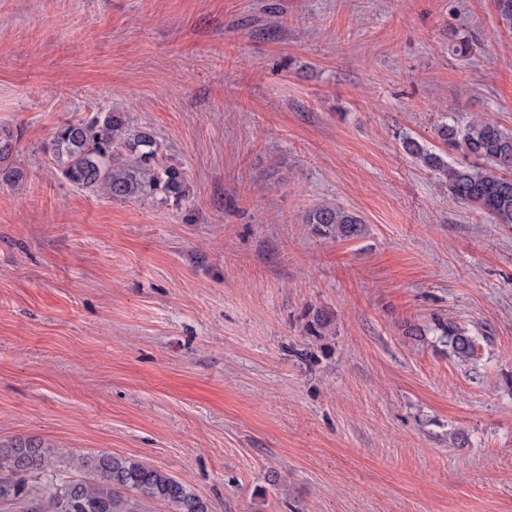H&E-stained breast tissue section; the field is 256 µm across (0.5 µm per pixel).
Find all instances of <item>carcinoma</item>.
I'll list each match as a JSON object with an SVG mask.
<instances>
[{
  "label": "carcinoma",
  "instance_id": "carcinoma-1",
  "mask_svg": "<svg viewBox=\"0 0 512 512\" xmlns=\"http://www.w3.org/2000/svg\"><path fill=\"white\" fill-rule=\"evenodd\" d=\"M437 135L461 154L460 160L450 163L408 134L402 137L403 148L438 176L456 202L476 207L497 224L512 225V129L482 116H453ZM14 149V134L0 129V172L6 179L18 175L1 168ZM50 153L69 182L114 201L160 194L178 203L186 197L185 172L160 158L152 131L135 126L127 114L66 124L55 132ZM305 223L335 239L353 240L364 233L360 216L328 204L311 208ZM302 320L308 335L322 337L331 332L335 315L308 308ZM404 334L417 341L432 334L460 362L475 353V339L452 322L438 320L431 328L407 322ZM53 466L39 439L0 442V512H141L148 502L163 504L167 512H211L209 502L187 485L133 458L79 455L70 463L77 477L59 485L43 480Z\"/></svg>",
  "mask_w": 512,
  "mask_h": 512
}]
</instances>
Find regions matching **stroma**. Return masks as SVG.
Instances as JSON below:
<instances>
[{
  "label": "stroma",
  "mask_w": 512,
  "mask_h": 512,
  "mask_svg": "<svg viewBox=\"0 0 512 512\" xmlns=\"http://www.w3.org/2000/svg\"><path fill=\"white\" fill-rule=\"evenodd\" d=\"M108 112L181 203L61 176L56 128ZM455 113L512 128L496 0H0V440L67 478L141 460L212 512H512V225L398 139L456 158ZM318 204L364 234L318 235ZM438 317L470 363L404 336ZM305 223L334 239L353 240L364 233V221L357 214L343 208L321 204L311 208L305 215ZM302 320L305 321L304 330L308 335L322 337L331 332L335 315L325 308H308L304 311Z\"/></svg>",
  "instance_id": "35a3bbf8"
}]
</instances>
